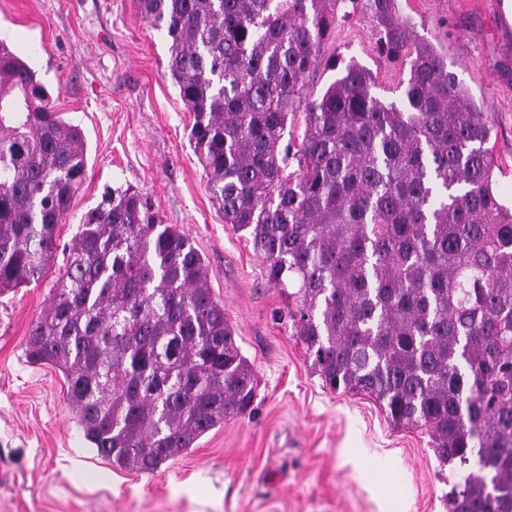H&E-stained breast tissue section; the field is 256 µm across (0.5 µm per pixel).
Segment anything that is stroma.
I'll list each match as a JSON object with an SVG mask.
<instances>
[{"mask_svg":"<svg viewBox=\"0 0 512 512\" xmlns=\"http://www.w3.org/2000/svg\"><path fill=\"white\" fill-rule=\"evenodd\" d=\"M448 55L494 123L496 188L512 205V26L502 0H401ZM0 38L38 73L63 118L82 127L87 176L59 226L71 243L106 188L152 197L189 236L258 382L244 414L155 473L113 468L89 447L62 373L26 343L58 268L0 295V512H446L449 468L428 432L397 429L372 398L323 386L243 233L226 224L188 140L191 115L167 74L170 40L138 0H0ZM326 54L369 69L397 99L405 74L383 60L370 22H339Z\"/></svg>","mask_w":512,"mask_h":512,"instance_id":"1","label":"stroma"}]
</instances>
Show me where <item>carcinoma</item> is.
Wrapping results in <instances>:
<instances>
[{
	"label": "carcinoma",
	"instance_id": "carcinoma-1",
	"mask_svg": "<svg viewBox=\"0 0 512 512\" xmlns=\"http://www.w3.org/2000/svg\"><path fill=\"white\" fill-rule=\"evenodd\" d=\"M170 39L214 204L288 293L323 385L424 429L448 512H512V210L493 125L400 0H139ZM356 12L408 67L401 103L324 57ZM338 71L319 93L307 78ZM302 114L304 131L286 139ZM296 169H290L291 164ZM87 172L85 136L0 39V295L42 279ZM27 354L67 381L84 439L153 473L251 407L257 382L192 240L110 188L85 215Z\"/></svg>",
	"mask_w": 512,
	"mask_h": 512
}]
</instances>
